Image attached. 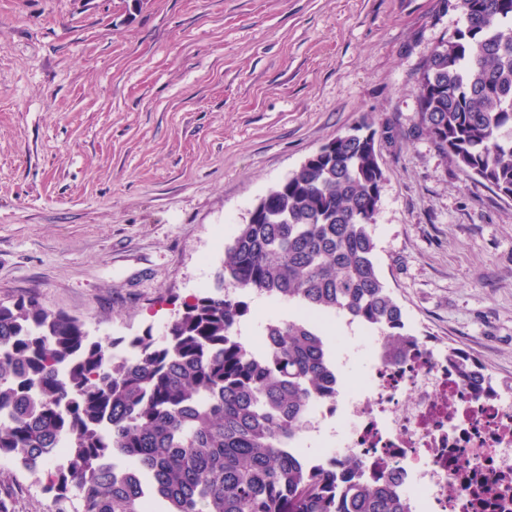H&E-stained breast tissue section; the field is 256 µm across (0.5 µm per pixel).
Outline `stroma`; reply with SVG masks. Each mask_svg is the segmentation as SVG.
I'll return each mask as SVG.
<instances>
[{"label": "stroma", "instance_id": "obj_1", "mask_svg": "<svg viewBox=\"0 0 512 512\" xmlns=\"http://www.w3.org/2000/svg\"><path fill=\"white\" fill-rule=\"evenodd\" d=\"M449 0H0V300L95 338L164 336L216 285L238 225L363 121L384 173L379 273L407 333L512 384V200L406 139ZM245 345L294 306L249 293ZM14 512H51L0 459Z\"/></svg>", "mask_w": 512, "mask_h": 512}]
</instances>
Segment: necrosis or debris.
Wrapping results in <instances>:
<instances>
[{"instance_id":"4bbe7bcc","label":"necrosis or debris","mask_w":512,"mask_h":512,"mask_svg":"<svg viewBox=\"0 0 512 512\" xmlns=\"http://www.w3.org/2000/svg\"><path fill=\"white\" fill-rule=\"evenodd\" d=\"M384 344L375 332L362 386L340 381L314 402L292 451L347 483L397 487L408 512H512V391L465 381L427 337L394 360Z\"/></svg>"}]
</instances>
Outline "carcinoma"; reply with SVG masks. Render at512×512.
I'll return each mask as SVG.
<instances>
[{"mask_svg":"<svg viewBox=\"0 0 512 512\" xmlns=\"http://www.w3.org/2000/svg\"><path fill=\"white\" fill-rule=\"evenodd\" d=\"M461 5L463 25L422 65L405 136L512 199V0ZM379 137L392 126L366 121L270 190L227 246L218 291L183 302L165 336L126 340L129 358L34 297L0 301V458L44 472L54 504L75 512H406L391 485L343 496L335 471L288 452L336 382L316 321L268 322L259 353L235 334L257 292L383 328L389 355L404 351L411 335L375 257ZM448 357L470 380L484 370Z\"/></svg>","mask_w":512,"mask_h":512,"instance_id":"1","label":"carcinoma"}]
</instances>
